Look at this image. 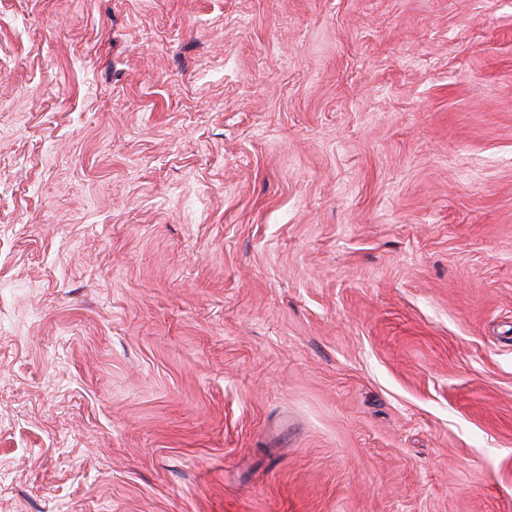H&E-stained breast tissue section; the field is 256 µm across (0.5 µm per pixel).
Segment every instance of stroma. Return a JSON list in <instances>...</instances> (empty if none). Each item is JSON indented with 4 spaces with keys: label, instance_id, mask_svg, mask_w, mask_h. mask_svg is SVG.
<instances>
[{
    "label": "stroma",
    "instance_id": "35a3bbf8",
    "mask_svg": "<svg viewBox=\"0 0 512 512\" xmlns=\"http://www.w3.org/2000/svg\"><path fill=\"white\" fill-rule=\"evenodd\" d=\"M0 512H512V0H0Z\"/></svg>",
    "mask_w": 512,
    "mask_h": 512
}]
</instances>
